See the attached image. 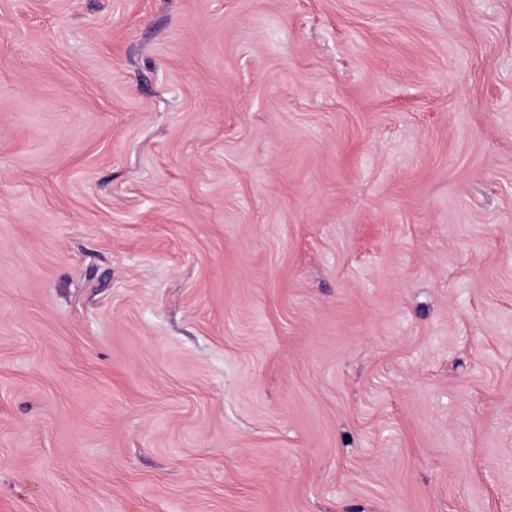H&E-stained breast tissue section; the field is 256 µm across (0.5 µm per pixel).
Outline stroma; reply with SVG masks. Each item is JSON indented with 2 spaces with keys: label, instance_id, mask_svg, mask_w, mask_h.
Segmentation results:
<instances>
[{
  "label": "stroma",
  "instance_id": "35a3bbf8",
  "mask_svg": "<svg viewBox=\"0 0 512 512\" xmlns=\"http://www.w3.org/2000/svg\"><path fill=\"white\" fill-rule=\"evenodd\" d=\"M0 512H512V0H0Z\"/></svg>",
  "mask_w": 512,
  "mask_h": 512
}]
</instances>
